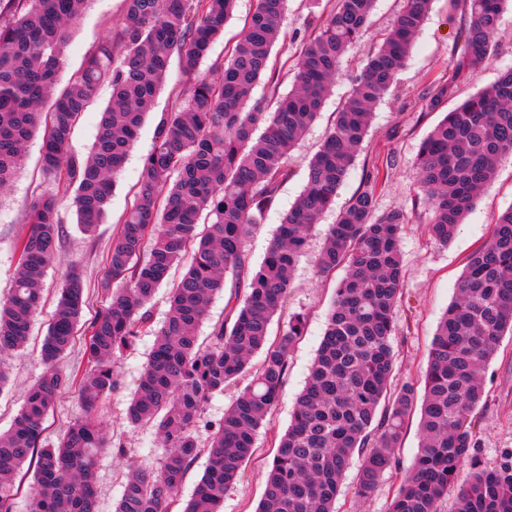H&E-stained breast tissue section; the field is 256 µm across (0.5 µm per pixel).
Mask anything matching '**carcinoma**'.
Wrapping results in <instances>:
<instances>
[{"instance_id": "cac0c4a2", "label": "carcinoma", "mask_w": 512, "mask_h": 512, "mask_svg": "<svg viewBox=\"0 0 512 512\" xmlns=\"http://www.w3.org/2000/svg\"><path fill=\"white\" fill-rule=\"evenodd\" d=\"M88 2L0 0L1 190L41 129L43 172L73 191L79 230L93 234L173 57L187 90L182 104L157 123L133 204L112 240L101 282L104 309L82 323L85 288L75 268L60 289L41 345L43 371L11 428L0 434V512H14L15 480L27 465L33 469L31 512H98V459L108 448L126 454L109 437L101 404L120 385L112 361L141 336L155 341L127 421L153 429L164 457L155 468L129 469L114 512H221L226 491L254 455L256 435L282 397L290 353L306 333L304 314L295 313L272 342L273 317L288 297L311 231L334 204L362 146L373 109L409 59L432 0H406L368 57L255 271L247 238L291 177L288 155L319 116L344 55L367 31L376 0H337L332 16L303 39L293 88L270 112L250 102L269 70L287 0H258L216 78L201 66L236 0H124L120 27L98 41L58 91L68 29ZM507 2L464 0L467 20L457 32L452 75L429 85L421 97L424 111L440 110L471 70L493 55ZM103 83L111 87V98L94 144L82 155L71 149L74 127ZM506 154H512V66L447 113L420 144L418 182L432 211L430 238L441 245L454 239ZM383 180L380 168H373L325 231L318 267L330 272L342 266L345 276L291 423L274 436L277 452L258 512H336L356 454L362 498L385 473L404 470L387 512H439L450 489L457 490L456 512H512L511 449L493 469L475 467L460 480L477 447L473 412L485 394L481 372L501 338L512 334V206L467 260L458 293L433 336L423 388L405 383L392 392L408 216L377 210ZM27 223L15 245L9 295L0 301V357L29 340L47 268L64 233L59 193L36 197ZM185 257V272L171 279ZM228 282L234 293L224 320L211 325L202 341L198 330L208 305ZM164 284L171 285L169 308L157 326L150 303ZM81 323L87 368L77 379L57 362ZM259 352L261 364L252 373L250 359ZM245 376L248 383L224 417L203 420L204 405ZM75 384L82 413L51 443L46 419ZM416 411L419 451L405 470L397 448ZM204 454V474L182 504L178 491Z\"/></svg>"}]
</instances>
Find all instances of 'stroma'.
Masks as SVG:
<instances>
[{"instance_id": "1", "label": "stroma", "mask_w": 512, "mask_h": 512, "mask_svg": "<svg viewBox=\"0 0 512 512\" xmlns=\"http://www.w3.org/2000/svg\"><path fill=\"white\" fill-rule=\"evenodd\" d=\"M336 4L337 0H321L317 5L312 0H288L281 35L272 48V75L262 78L254 93L255 100L266 104L273 96L284 95L291 90L297 52L309 23L324 22ZM402 5L403 0H376L369 29L343 62L321 117L291 154L288 162L291 178L281 186L275 205L247 240L252 266H259L262 262L276 227L303 189L307 163L319 150L333 112L348 95L353 77L392 27ZM123 12V0H90L69 34L61 81H68L80 69L95 44L120 26ZM463 18V0H433L406 67L375 108L361 150L337 191L334 210L324 215L308 239L305 253L295 267L294 286L290 288L280 314L273 320L271 334L279 336L289 317L296 312L306 316L307 331L291 353L285 393L255 439L257 455L244 464L235 487L224 497L221 512H255L262 497L267 464L274 455L273 436L284 432L288 426L295 398L305 385L322 339L334 286L345 274L341 268L329 274L319 271L316 258L322 248L324 232L327 225L335 222L337 209L346 206L362 187L367 172L382 165L387 156H395L396 162L389 171L386 184L377 193V207L382 211L403 210L409 219L402 239L405 301L397 310V319L405 333L392 382L396 389L407 382L420 383L436 325L456 295L457 280L469 255L486 241L497 216L512 206V155L502 158L494 180L481 192L475 209L448 245H440L429 238L426 231L429 214L417 200L419 188L415 158L418 147L442 118L441 113L422 111L420 98L433 79L450 75L453 36ZM507 65H512V5L507 6L501 16L492 60L471 71L468 79L460 84L455 98L449 99V106H456L458 100L493 84L499 70ZM184 90L179 66L171 64L155 107L146 116L115 179L107 216L94 236H85L77 227L73 210L62 207L65 233L47 270L45 303L34 318L25 352L7 361L10 382L0 392V431L10 428L24 404L29 387L42 370L41 344L55 307L57 291L71 268L80 270L87 288L85 318H92L102 308L100 279L107 265L112 238L133 202L143 159L152 147L160 116L162 112L179 106ZM110 94L108 86H101L79 117L72 137L75 151L87 153L94 143L101 112ZM40 155L41 139L36 136L27 143L22 165L11 185L0 191V298L7 295L12 283L17 264L14 243L26 232L28 204L50 187L42 172ZM152 345V337H141L134 349L114 362L113 369L121 387L103 403L101 414L110 434L123 444L126 454L119 457L108 451L100 458L99 512H113L123 491V474L128 465L135 463L154 467L162 455L151 431L132 428L125 419L131 394ZM484 385V399L474 412L479 438L474 456L481 468L491 469L498 464L502 449L512 448V335L503 336L496 356L487 364ZM356 474L353 468L346 472L336 500V512H385L388 501L401 482L399 473H387L371 496L365 499L355 494Z\"/></svg>"}]
</instances>
